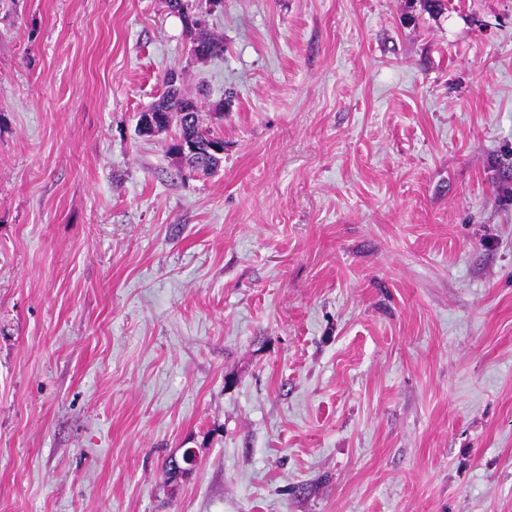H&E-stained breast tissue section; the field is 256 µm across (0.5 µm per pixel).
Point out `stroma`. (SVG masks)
Here are the masks:
<instances>
[{
  "instance_id": "1",
  "label": "stroma",
  "mask_w": 512,
  "mask_h": 512,
  "mask_svg": "<svg viewBox=\"0 0 512 512\" xmlns=\"http://www.w3.org/2000/svg\"><path fill=\"white\" fill-rule=\"evenodd\" d=\"M208 32L0 0V512H512V0ZM170 70L213 174L136 132Z\"/></svg>"
}]
</instances>
